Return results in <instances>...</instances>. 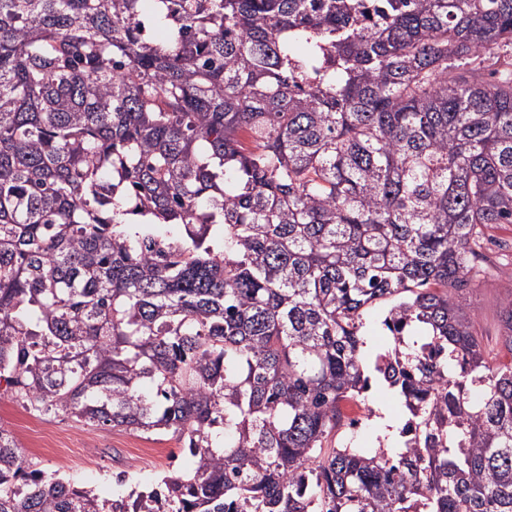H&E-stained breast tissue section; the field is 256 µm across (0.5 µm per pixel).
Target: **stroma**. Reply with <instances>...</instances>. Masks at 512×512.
I'll return each instance as SVG.
<instances>
[{
    "instance_id": "stroma-1",
    "label": "stroma",
    "mask_w": 512,
    "mask_h": 512,
    "mask_svg": "<svg viewBox=\"0 0 512 512\" xmlns=\"http://www.w3.org/2000/svg\"><path fill=\"white\" fill-rule=\"evenodd\" d=\"M484 251L489 268L470 275L467 311L483 340L495 345L498 315L502 304L512 298V224L488 229ZM359 428L336 432L341 446L375 448L381 438L374 421L380 411L394 417L406 413L403 399L391 389L373 386L361 403ZM0 427L9 430L25 455L44 471H60L74 486L93 488L102 498L145 489L169 469L191 471L194 459L172 434L131 433L109 426L90 427L67 414L35 412L11 395L0 396ZM126 482H119V475Z\"/></svg>"
}]
</instances>
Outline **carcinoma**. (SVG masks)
<instances>
[{"label": "carcinoma", "instance_id": "obj_1", "mask_svg": "<svg viewBox=\"0 0 512 512\" xmlns=\"http://www.w3.org/2000/svg\"><path fill=\"white\" fill-rule=\"evenodd\" d=\"M491 224L512 0H0V383L195 459L102 500L0 426V512H512ZM373 376L395 454L329 441ZM487 235L484 251L491 260V269H478L470 274L467 311L484 343L497 353L499 311L512 297V224H494ZM385 315L386 309L382 305L370 308L364 315L365 325L361 334L364 342L370 341L375 352L390 349L393 345L390 333L381 325Z\"/></svg>", "mask_w": 512, "mask_h": 512}]
</instances>
